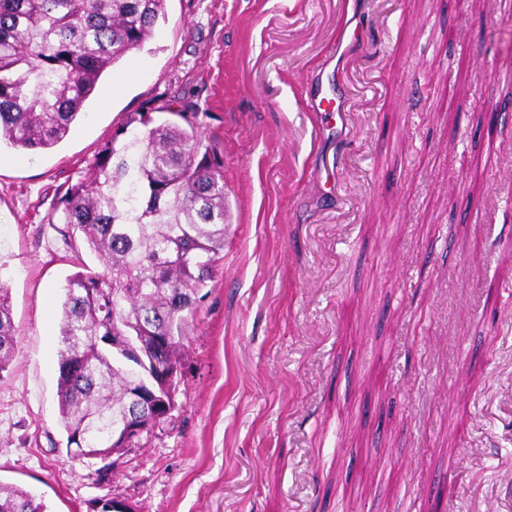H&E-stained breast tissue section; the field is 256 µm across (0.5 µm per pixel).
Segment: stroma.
I'll list each match as a JSON object with an SVG mask.
<instances>
[{"mask_svg":"<svg viewBox=\"0 0 512 512\" xmlns=\"http://www.w3.org/2000/svg\"><path fill=\"white\" fill-rule=\"evenodd\" d=\"M353 21L365 40L341 138L306 99ZM167 103L224 154V261L184 338L177 409L89 465L61 446L60 311L77 267L48 218L126 114ZM508 106L512 0H167L61 143L0 149L16 338L0 482L50 512L104 496L137 512H428L453 467L447 512H512ZM457 407L472 425L461 446Z\"/></svg>","mask_w":512,"mask_h":512,"instance_id":"1","label":"stroma"}]
</instances>
